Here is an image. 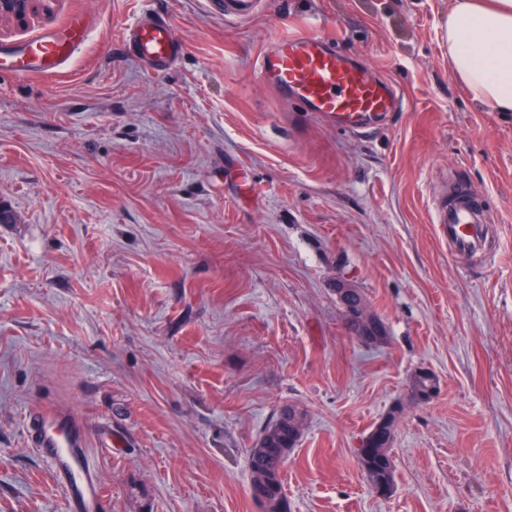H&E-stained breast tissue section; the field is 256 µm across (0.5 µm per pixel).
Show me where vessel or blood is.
<instances>
[{
    "mask_svg": "<svg viewBox=\"0 0 512 512\" xmlns=\"http://www.w3.org/2000/svg\"><path fill=\"white\" fill-rule=\"evenodd\" d=\"M88 30V23L77 17L29 44L0 46V71L19 80L51 76L78 53ZM122 41L144 69L157 74L173 67L183 48L169 18L152 9L124 29ZM255 67L280 101L347 132L376 129L406 104L391 82L375 77L366 63L350 59L334 37L324 34L278 36L259 54ZM431 221L451 255L491 256L487 210L463 181L452 180L447 195L434 199ZM27 424L36 452L51 461L72 512H103V487L75 417L48 405L30 415Z\"/></svg>",
    "mask_w": 512,
    "mask_h": 512,
    "instance_id": "1",
    "label": "vessel or blood"
}]
</instances>
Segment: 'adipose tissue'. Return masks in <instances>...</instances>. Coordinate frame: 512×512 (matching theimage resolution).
<instances>
[{
  "label": "adipose tissue",
  "instance_id": "obj_1",
  "mask_svg": "<svg viewBox=\"0 0 512 512\" xmlns=\"http://www.w3.org/2000/svg\"><path fill=\"white\" fill-rule=\"evenodd\" d=\"M450 67L474 100L512 112V0H453Z\"/></svg>",
  "mask_w": 512,
  "mask_h": 512
}]
</instances>
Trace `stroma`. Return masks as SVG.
<instances>
[{"label": "stroma", "mask_w": 512, "mask_h": 512, "mask_svg": "<svg viewBox=\"0 0 512 512\" xmlns=\"http://www.w3.org/2000/svg\"><path fill=\"white\" fill-rule=\"evenodd\" d=\"M451 0H51L0 45L84 15L58 75L0 73V512H67L29 411L73 413L107 512H263L248 458L292 405L288 512H512V112L473 100L442 29ZM149 7L184 44L156 75L121 43ZM340 32L404 111L357 137L284 104L255 62L275 37ZM460 178L495 256L460 262L430 199ZM385 327H345L337 277ZM436 397H409L415 371ZM395 489L362 438L395 403Z\"/></svg>", "instance_id": "stroma-1"}]
</instances>
